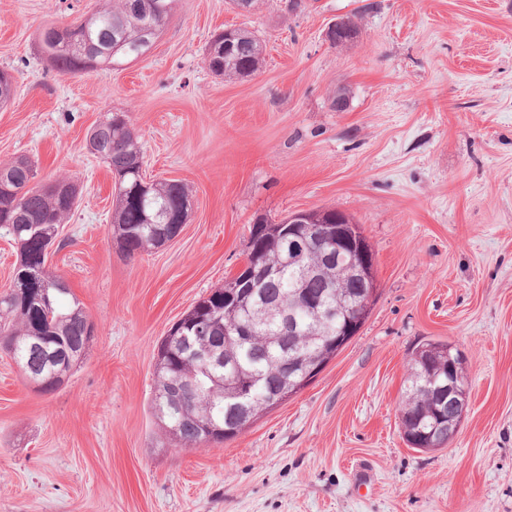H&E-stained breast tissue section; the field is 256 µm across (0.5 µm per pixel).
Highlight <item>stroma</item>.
I'll list each match as a JSON object with an SVG mask.
<instances>
[{"label":"stroma","instance_id":"35a3bbf8","mask_svg":"<svg viewBox=\"0 0 512 512\" xmlns=\"http://www.w3.org/2000/svg\"><path fill=\"white\" fill-rule=\"evenodd\" d=\"M303 2L176 0L141 59L62 75L39 31L98 0H0V166L77 183L49 264L95 329L51 393L0 352V512H512V0ZM347 16L356 39L331 44ZM227 26L264 40L257 73L207 68ZM113 112L147 177L189 189L179 234L133 258L86 147ZM332 207L372 245L366 322L235 438L177 447L150 408L162 338L237 273L257 219ZM429 341L463 354L469 408L447 447L418 450L398 404Z\"/></svg>","mask_w":512,"mask_h":512}]
</instances>
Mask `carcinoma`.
Here are the masks:
<instances>
[{
	"label": "carcinoma",
	"mask_w": 512,
	"mask_h": 512,
	"mask_svg": "<svg viewBox=\"0 0 512 512\" xmlns=\"http://www.w3.org/2000/svg\"><path fill=\"white\" fill-rule=\"evenodd\" d=\"M176 0H103L95 10V24L86 29L73 22L67 25V42L47 25L40 32L41 43L48 60L60 74H77L91 69L90 62L97 61L111 67L135 61L142 55L144 40H155L169 20ZM234 43L231 55L224 54V34H218L207 49L204 61L211 72L219 76H244L255 73L262 61L263 44L255 32L235 28L230 31ZM112 133L111 153L104 157L115 184L116 206L112 218L115 239L126 254L142 252L155 246L156 234L151 225L144 223V213L149 212L160 224H184L188 218L189 193L178 181H157L148 190L139 193V171L143 156L139 136L123 115L107 118ZM0 175L9 181L29 182L36 172L27 161L20 159L0 167ZM78 192L74 181L60 179L56 188L44 190L36 185L24 197L12 204L0 199V228L4 224H29L34 230L15 240L21 267L16 273L27 276L36 287L54 288L62 277L45 268L39 255L50 245L59 251L66 242L58 238V226L69 217L74 208L72 194ZM260 250L280 268L277 275L265 278L259 289L266 302L272 306L288 307L289 294L295 288H310L323 295L335 306L345 302V293H336L332 287L336 269L326 265L320 257L308 250L305 243L281 234L279 225H268L267 232L248 243L246 260ZM315 264L317 273L301 279L302 268ZM238 278L224 281V286L211 292L204 299L206 308L216 317L207 335L223 343L224 357L229 364L223 375L247 380L256 378L252 390V403L244 414L233 411L234 401L225 397V390L214 383L202 365L193 358L179 353L173 345L169 357L155 365V387L151 400L153 416L182 449L201 446V425L207 420L224 422L243 431L263 411L269 408V397L284 387L283 359L304 356L313 352L307 333L317 329L314 317L306 311L298 315V328L292 330L280 320L256 326L248 344L241 346L233 336H225L231 329L245 321V315L224 309V294L237 288ZM0 335L5 346L14 349V358L29 375L37 374L45 382L44 392L59 388L57 376L67 375L75 359L66 352L83 350L91 340L90 324L79 302L69 287L53 295L52 306L38 307L35 294L30 289L16 288L0 294ZM448 344L428 343L418 349L409 361L406 387L398 406L403 414L405 441L417 439L418 449H430L427 434L434 425L428 416L430 402L422 389L432 376L444 377L440 359Z\"/></svg>",
	"instance_id": "1"
}]
</instances>
